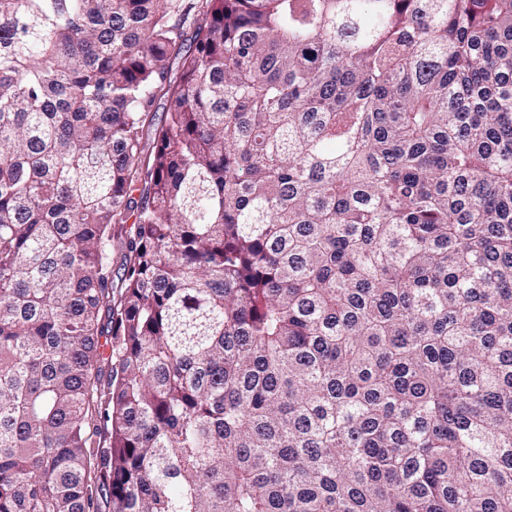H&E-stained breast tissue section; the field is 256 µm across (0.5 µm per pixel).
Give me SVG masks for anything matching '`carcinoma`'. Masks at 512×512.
Segmentation results:
<instances>
[{
  "label": "carcinoma",
  "mask_w": 512,
  "mask_h": 512,
  "mask_svg": "<svg viewBox=\"0 0 512 512\" xmlns=\"http://www.w3.org/2000/svg\"><path fill=\"white\" fill-rule=\"evenodd\" d=\"M0 512H512V0H0Z\"/></svg>",
  "instance_id": "1"
}]
</instances>
